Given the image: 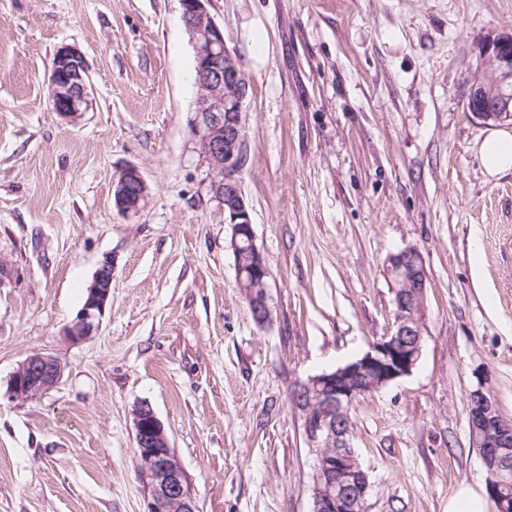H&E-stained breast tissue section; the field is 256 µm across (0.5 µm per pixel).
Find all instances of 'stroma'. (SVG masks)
<instances>
[{"mask_svg":"<svg viewBox=\"0 0 512 512\" xmlns=\"http://www.w3.org/2000/svg\"><path fill=\"white\" fill-rule=\"evenodd\" d=\"M249 82L242 186L269 268L258 325L231 228L191 130L198 88L179 0H0V512H144L133 410L149 403L198 512H311L314 455L291 381L333 370L394 325L390 254L421 253L422 356L360 398L353 444L368 512H448L484 486L469 429L476 372L512 419V170L489 175L493 123L465 107L512 29V0H211ZM70 45L93 107L54 112ZM149 186L121 214L113 185ZM112 297L74 345L103 260ZM45 352L60 382L5 395ZM149 194V187L140 171L130 166L120 174L113 189L116 209L124 215L136 214Z\"/></svg>","mask_w":512,"mask_h":512,"instance_id":"obj_1","label":"stroma"}]
</instances>
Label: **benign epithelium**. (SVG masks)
Here are the masks:
<instances>
[{
    "mask_svg": "<svg viewBox=\"0 0 512 512\" xmlns=\"http://www.w3.org/2000/svg\"><path fill=\"white\" fill-rule=\"evenodd\" d=\"M209 2L180 0L199 90L191 132L209 165L214 197L224 206V223L231 228L229 248L236 281L247 289L255 321L264 325L271 320L268 291L263 288L257 292L250 284L257 280L267 284L270 269L256 244L241 181L248 159L245 102L249 82L226 49L224 28L211 16ZM483 54L492 68L471 80L466 110L483 122L512 125V32L489 37ZM92 96L84 55L68 45L59 47L49 75L53 110L74 123L92 107ZM148 194L140 171L130 166L114 185L115 207L124 215L136 214ZM387 273L394 283V329L353 361L297 379L291 387L298 396L295 410L305 443L315 455L312 512H366L371 484L352 445L348 413L359 398L410 375L422 355L428 278L421 253L408 247L390 255ZM111 292L112 262L105 259L94 273L86 303L64 331L70 343L82 344L98 333ZM62 374L56 356L31 354L11 376L6 394L16 400L39 396L55 387ZM482 378L477 374V385L469 393V419L473 444L480 449L491 483L512 463V430L503 426L501 413L484 391ZM133 421L136 450L143 463L140 482L145 491V512H197L191 484L153 407L146 402L136 405Z\"/></svg>",
    "mask_w": 512,
    "mask_h": 512,
    "instance_id": "1",
    "label": "benign epithelium"
}]
</instances>
